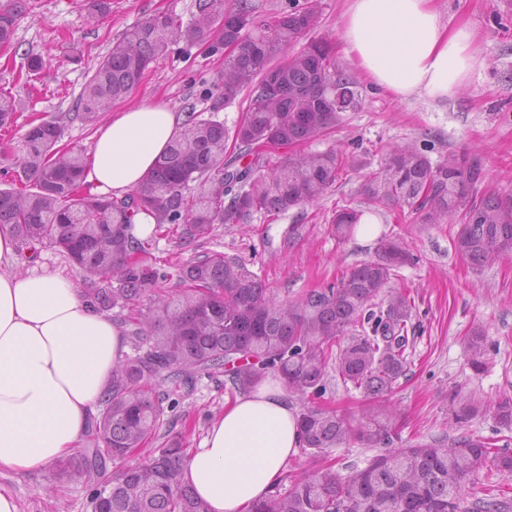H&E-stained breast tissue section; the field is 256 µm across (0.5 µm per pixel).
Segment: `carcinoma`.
Here are the masks:
<instances>
[{
	"label": "carcinoma",
	"mask_w": 512,
	"mask_h": 512,
	"mask_svg": "<svg viewBox=\"0 0 512 512\" xmlns=\"http://www.w3.org/2000/svg\"><path fill=\"white\" fill-rule=\"evenodd\" d=\"M31 6V0L0 4V47L11 44L18 15ZM196 8L186 23L166 13L147 15L116 38L78 98V112L42 117L26 133L11 180L31 183L35 191L0 189V228L24 244L47 241L57 247L97 311H131L145 295L156 294L147 314L125 318L137 353L113 369L100 412L91 419L88 448L59 478L89 489L92 512H209L181 480L186 454L176 435L139 464L102 477L107 461L142 447L161 428L160 387L188 395L199 377L222 373L234 389L247 392L273 372L289 392L318 397L333 359L343 384L377 403L355 426L334 410L303 406L304 449L316 459L351 441L386 449L345 476L324 465L287 487L280 484L251 512H512L506 501L464 496L465 482L480 468L512 471V454L492 452L470 435L391 447L397 415L380 398L406 375L412 304L395 294L379 314L370 308L395 269L413 261L403 241L382 239L376 259L294 302L276 300L245 263L209 251L180 267L171 291L156 293L170 274L128 234L138 212H149L158 224L179 226L181 240L198 243L209 239L217 224H244L256 212L284 213L312 204L347 170L362 168L356 156L330 149L290 157L255 175L262 160L258 149L304 143L336 126L342 113L361 107L360 84L339 66L329 43L313 40L286 62L274 63L282 48L315 26L313 6L297 4L267 19L255 16L251 0H238L234 9L226 8L225 0H197ZM177 40L224 56L209 116L188 109L179 134L144 186L130 196L118 200L84 191L87 158L59 146L65 121L96 120ZM228 45L233 46L229 53ZM245 90L247 108L230 131L218 112ZM13 116L11 98L0 92V128L10 126ZM248 156L251 160L243 163ZM483 181V165L475 157L434 165L408 146L393 150L371 171L362 190L372 205L406 207L423 224H439L464 211L456 246L480 268L512 256V195L486 194ZM358 219L359 211L340 209L331 217V229L345 238Z\"/></svg>",
	"instance_id": "carcinoma-1"
}]
</instances>
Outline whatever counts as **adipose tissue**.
I'll list each match as a JSON object with an SVG mask.
<instances>
[{
  "mask_svg": "<svg viewBox=\"0 0 512 512\" xmlns=\"http://www.w3.org/2000/svg\"><path fill=\"white\" fill-rule=\"evenodd\" d=\"M339 33L353 69L400 101L448 102L484 66L475 29L448 23L437 0H345ZM181 124L156 99L112 113L95 134L86 183L110 198L135 192ZM15 254V238L0 232V472L23 474L76 447L126 346L72 278L15 274ZM301 446L297 409L271 377L225 403L181 479L210 512H250Z\"/></svg>",
  "mask_w": 512,
  "mask_h": 512,
  "instance_id": "obj_1",
  "label": "adipose tissue"
}]
</instances>
